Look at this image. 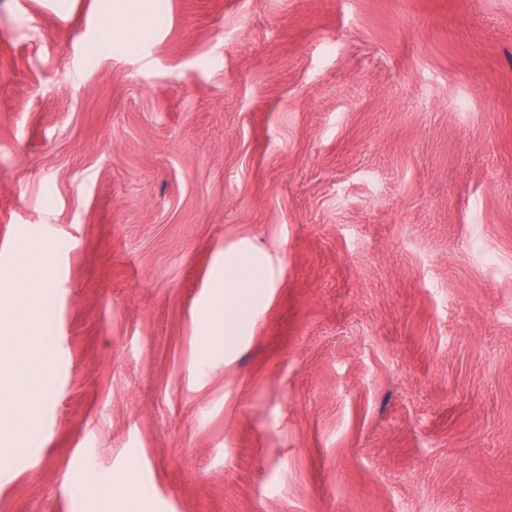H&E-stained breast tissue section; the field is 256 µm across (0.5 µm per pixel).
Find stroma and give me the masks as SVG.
Instances as JSON below:
<instances>
[{"label": "stroma", "instance_id": "1", "mask_svg": "<svg viewBox=\"0 0 512 512\" xmlns=\"http://www.w3.org/2000/svg\"><path fill=\"white\" fill-rule=\"evenodd\" d=\"M23 238L54 381L0 512H512V0H0V285ZM272 281L271 268L258 258L225 253L201 316L204 353L235 346L242 327L253 318ZM132 478L129 473L119 474L112 478V486L104 487L94 474H88L77 492L81 495H104L110 500V512H139L137 496L130 492Z\"/></svg>", "mask_w": 512, "mask_h": 512}]
</instances>
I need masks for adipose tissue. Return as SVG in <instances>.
<instances>
[{
  "label": "adipose tissue",
  "mask_w": 512,
  "mask_h": 512,
  "mask_svg": "<svg viewBox=\"0 0 512 512\" xmlns=\"http://www.w3.org/2000/svg\"><path fill=\"white\" fill-rule=\"evenodd\" d=\"M16 287L0 289V446L15 452L27 447L51 383L49 364L55 341L42 325L50 293V251L23 241L13 252ZM273 281L271 268L258 258L228 253L214 275L201 316L202 349H232ZM124 473L104 487L87 475L79 494L109 498L112 512H139Z\"/></svg>",
  "instance_id": "adipose-tissue-1"
}]
</instances>
